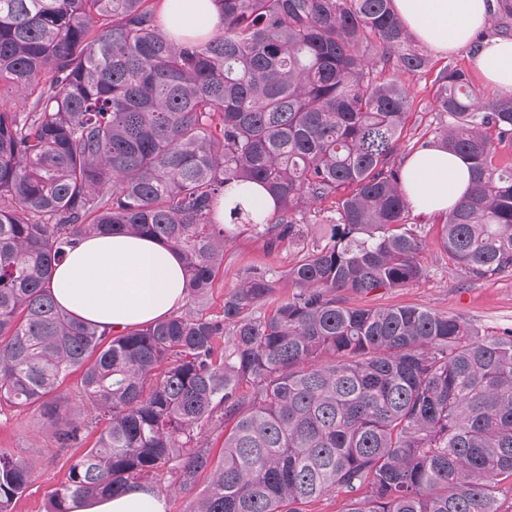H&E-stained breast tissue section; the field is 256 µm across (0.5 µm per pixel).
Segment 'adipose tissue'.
Listing matches in <instances>:
<instances>
[{
    "mask_svg": "<svg viewBox=\"0 0 512 512\" xmlns=\"http://www.w3.org/2000/svg\"><path fill=\"white\" fill-rule=\"evenodd\" d=\"M408 29L445 53L469 44L489 18L487 0H395ZM167 31L207 35L222 21L213 0H163ZM473 65L498 92L512 94V38H497L473 56ZM470 187L469 164L440 149L415 153L404 168L410 206L423 213L450 211ZM184 261L160 242L126 234L91 236L71 250L50 280L56 302L75 318L102 330L143 327L167 318L185 302ZM71 512H167L165 497L144 484L122 494L75 499Z\"/></svg>",
    "mask_w": 512,
    "mask_h": 512,
    "instance_id": "adipose-tissue-1",
    "label": "adipose tissue"
}]
</instances>
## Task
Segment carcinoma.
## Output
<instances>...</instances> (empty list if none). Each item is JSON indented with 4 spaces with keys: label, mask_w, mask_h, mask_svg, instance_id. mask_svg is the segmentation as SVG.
I'll list each match as a JSON object with an SVG mask.
<instances>
[{
    "label": "carcinoma",
    "mask_w": 512,
    "mask_h": 512,
    "mask_svg": "<svg viewBox=\"0 0 512 512\" xmlns=\"http://www.w3.org/2000/svg\"><path fill=\"white\" fill-rule=\"evenodd\" d=\"M213 2L221 32L176 39L152 0H0V97L31 90L0 105V405L45 406L78 372L106 417L48 512L169 465L183 490L208 473L189 512H302L330 492L343 512H512V332L344 298L424 276L396 164L412 100L385 72L424 73L429 55L393 0ZM435 83L438 126L414 146L471 170L441 244L473 278L508 272L512 96L484 99L457 67ZM326 200L328 242L278 278L245 272L223 318L199 313L241 228L276 249ZM119 233L182 256L184 311L106 332L55 302L68 249ZM283 279L291 296L262 310ZM221 415L215 461L202 435ZM31 478L0 454V512Z\"/></svg>",
    "instance_id": "obj_1"
}]
</instances>
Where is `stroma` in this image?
<instances>
[{
  "label": "stroma",
  "mask_w": 512,
  "mask_h": 512,
  "mask_svg": "<svg viewBox=\"0 0 512 512\" xmlns=\"http://www.w3.org/2000/svg\"><path fill=\"white\" fill-rule=\"evenodd\" d=\"M472 55L462 48L448 55L431 54L433 69L428 73L401 74L409 87L414 103L407 117L397 164H406L414 141L431 132L437 117L434 108L436 73L457 66L470 70ZM415 221L425 246L420 261L426 276L417 284L399 290H379L367 295L350 296L354 306H421L469 323L480 337L500 336L512 330V273L493 278L475 279L449 261L439 236L442 216L416 215ZM330 233L326 224H306L300 241L286 243L267 250L261 238L244 231L234 237L224 251V266L217 274L213 287L200 307L209 318L223 316L224 295L233 289L243 271L264 267L284 273L300 248L325 244ZM79 374L68 376L58 389L52 404L61 423H77L81 427L78 441L63 445L47 425L43 407L0 408V451L25 458L33 468V479L14 505L13 512H47L49 493L68 479L69 467L76 455L94 444L101 427L95 411L83 406L79 393Z\"/></svg>",
  "instance_id": "35a3bbf8"
}]
</instances>
